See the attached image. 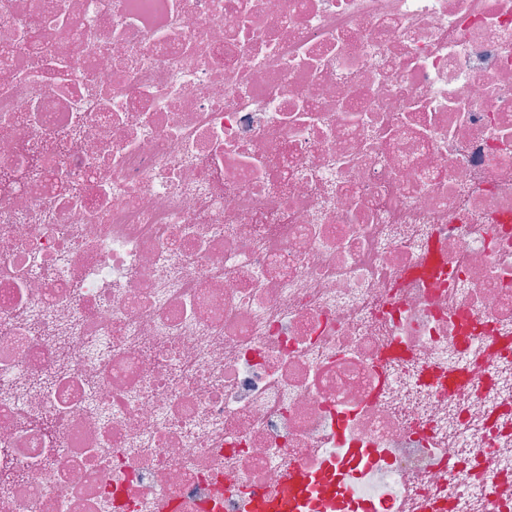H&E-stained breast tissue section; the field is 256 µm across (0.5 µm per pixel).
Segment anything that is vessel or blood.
<instances>
[{"instance_id":"1","label":"vessel or blood","mask_w":512,"mask_h":512,"mask_svg":"<svg viewBox=\"0 0 512 512\" xmlns=\"http://www.w3.org/2000/svg\"><path fill=\"white\" fill-rule=\"evenodd\" d=\"M348 471V465L329 462L320 483L316 484L305 469L290 468L274 497L253 496L252 512H311L318 496L342 494Z\"/></svg>"}]
</instances>
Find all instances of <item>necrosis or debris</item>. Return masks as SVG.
<instances>
[{
    "instance_id": "obj_1",
    "label": "necrosis or debris",
    "mask_w": 512,
    "mask_h": 512,
    "mask_svg": "<svg viewBox=\"0 0 512 512\" xmlns=\"http://www.w3.org/2000/svg\"><path fill=\"white\" fill-rule=\"evenodd\" d=\"M349 456L512 512V0H0V512Z\"/></svg>"
}]
</instances>
